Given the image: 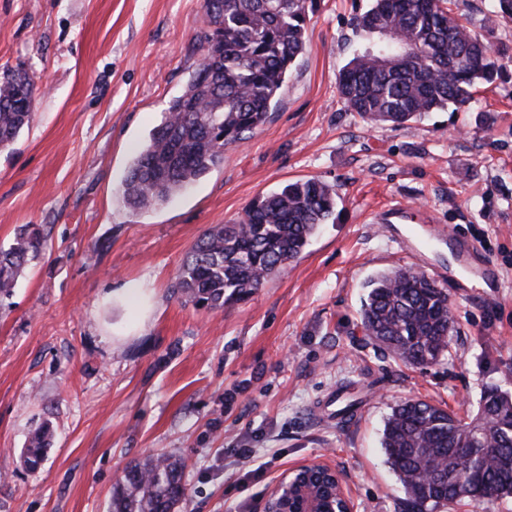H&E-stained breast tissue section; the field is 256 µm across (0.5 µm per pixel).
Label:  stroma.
<instances>
[{
    "label": "stroma",
    "mask_w": 512,
    "mask_h": 512,
    "mask_svg": "<svg viewBox=\"0 0 512 512\" xmlns=\"http://www.w3.org/2000/svg\"><path fill=\"white\" fill-rule=\"evenodd\" d=\"M370 4L317 0L264 127L134 213L118 190L200 63L203 0H0V78L23 69L38 87L29 125L0 151V249L25 224L45 239L0 299V512H109L125 466L157 454L186 461L181 512H264L277 481L313 462L341 474L356 512H395L402 492L381 448L391 406L422 399L469 419L486 388L512 393V20L490 0H458L474 33L507 47L501 79L469 107L376 126L337 85L370 43L356 26ZM311 177L334 185L336 210L297 260L222 308L177 293L208 229ZM393 201L408 207L401 233L433 218L500 272L495 300L476 279L450 293L456 330L438 365L395 363L360 326L379 272L448 284L447 249L411 256L374 224ZM343 383L363 399L356 419H316ZM46 422L32 471L19 457Z\"/></svg>",
    "instance_id": "1"
}]
</instances>
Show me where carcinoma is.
I'll return each mask as SVG.
<instances>
[{
    "mask_svg": "<svg viewBox=\"0 0 512 512\" xmlns=\"http://www.w3.org/2000/svg\"><path fill=\"white\" fill-rule=\"evenodd\" d=\"M308 0H204L202 59L182 93L132 159L120 188L132 211L168 203L219 167L224 151L262 127L288 72L306 49ZM378 42L345 65L338 91L347 110L376 124L401 126L452 104L471 103L472 89L501 75L496 49L462 24L446 0H372L357 21ZM36 84L19 72L0 82V148L14 143L32 113ZM336 207L333 185L292 181L253 202L230 224L210 228L184 262L177 291L211 308L250 296L305 250ZM35 224L0 251V296L40 257ZM361 325L372 344L409 366H433L448 354L455 320L448 289L413 270H390L368 283ZM52 429L44 424L22 453L40 465ZM382 448L404 498L402 512H439L451 503L512 496V396L483 392L466 422L422 400L405 399L386 417ZM496 448L486 456L484 448ZM185 462L150 455L130 462L110 512H179Z\"/></svg>",
    "mask_w": 512,
    "mask_h": 512,
    "instance_id": "carcinoma-1",
    "label": "carcinoma"
}]
</instances>
